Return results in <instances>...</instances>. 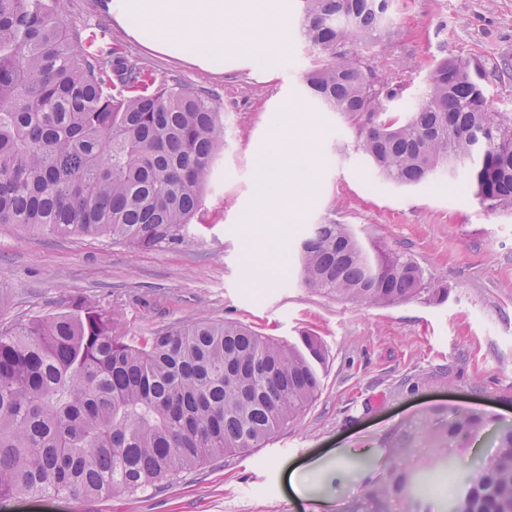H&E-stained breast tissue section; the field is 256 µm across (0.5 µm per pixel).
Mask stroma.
I'll use <instances>...</instances> for the list:
<instances>
[{
  "label": "stroma",
  "mask_w": 512,
  "mask_h": 512,
  "mask_svg": "<svg viewBox=\"0 0 512 512\" xmlns=\"http://www.w3.org/2000/svg\"><path fill=\"white\" fill-rule=\"evenodd\" d=\"M279 11L291 29L287 51L269 69L239 58L219 74L142 47L102 0H69L68 21L104 29L158 81L217 93L226 144L203 191L204 220L181 240L138 250L0 224V325L89 304L117 316L134 339L196 321L240 322L281 342L312 332L328 350L319 396L264 447L210 462L165 489L107 500L16 498L0 501V512H304L288 485L291 468L357 448L371 451L364 475L313 486L328 512H448L451 493L494 454L491 433L512 424V207H482L463 163L415 186L374 175L357 131L306 94L314 52L297 32L298 0H279ZM388 18L400 37L356 50L389 79L408 64L410 88L394 111L418 101L434 60L452 56L481 62L490 107L512 116V0H392ZM287 103L304 110L300 135L320 173L294 222L268 227L263 258L287 278L256 286L247 269L258 227L243 215L255 192L254 153L274 137L270 118ZM327 219L351 225L376 249L407 253L447 295L368 306L303 286L296 247ZM461 412L485 426L465 445L447 436Z\"/></svg>",
  "instance_id": "35a3bbf8"
}]
</instances>
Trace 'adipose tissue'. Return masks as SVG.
Here are the masks:
<instances>
[{
	"label": "adipose tissue",
	"instance_id": "ef3b65f1",
	"mask_svg": "<svg viewBox=\"0 0 512 512\" xmlns=\"http://www.w3.org/2000/svg\"><path fill=\"white\" fill-rule=\"evenodd\" d=\"M103 7L140 44L209 71L223 70L228 57L263 69L288 46L275 0H105ZM277 125L254 157L257 187L244 215L248 224L289 223L299 204L291 186L301 180L294 147L301 124L283 113Z\"/></svg>",
	"mask_w": 512,
	"mask_h": 512
}]
</instances>
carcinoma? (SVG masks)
<instances>
[{
	"label": "carcinoma",
	"instance_id": "carcinoma-1",
	"mask_svg": "<svg viewBox=\"0 0 512 512\" xmlns=\"http://www.w3.org/2000/svg\"><path fill=\"white\" fill-rule=\"evenodd\" d=\"M314 50L305 83L360 138L376 174L401 186L473 164L490 209L512 205V118L489 109V73L438 60L420 103L348 44L398 35L391 0H301ZM67 0H0V224L51 236H106L148 250L202 218V190L224 151L218 95L156 84L137 58L65 20ZM303 284L361 305L426 288L404 252L378 251L326 220L303 238ZM322 339L279 343L236 322L203 321L130 339L117 317L76 315L0 329V499H104L171 485L182 474L263 447L318 397ZM482 420L460 416L455 436ZM452 512H512V427Z\"/></svg>",
	"mask_w": 512,
	"mask_h": 512
}]
</instances>
